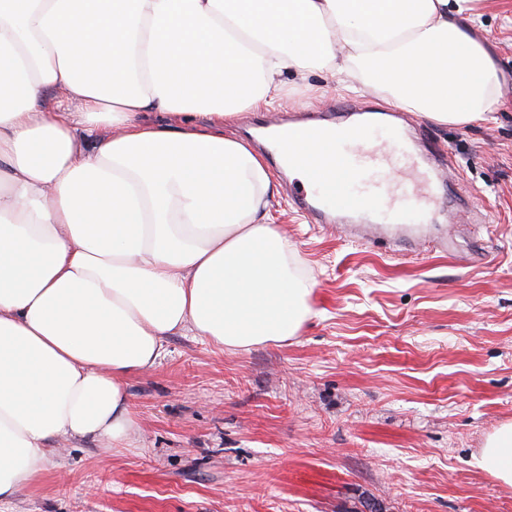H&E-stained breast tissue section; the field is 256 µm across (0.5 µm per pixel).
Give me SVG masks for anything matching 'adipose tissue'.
Instances as JSON below:
<instances>
[{"label": "adipose tissue", "mask_w": 512, "mask_h": 512, "mask_svg": "<svg viewBox=\"0 0 512 512\" xmlns=\"http://www.w3.org/2000/svg\"><path fill=\"white\" fill-rule=\"evenodd\" d=\"M472 0H0V502L57 441L116 445L127 376L188 330L296 336L314 282L268 221L278 184L224 131L315 72L432 121L501 100ZM478 466L512 487V424Z\"/></svg>", "instance_id": "1"}]
</instances>
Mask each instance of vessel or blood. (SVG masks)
<instances>
[{
    "label": "vessel or blood",
    "mask_w": 512,
    "mask_h": 512,
    "mask_svg": "<svg viewBox=\"0 0 512 512\" xmlns=\"http://www.w3.org/2000/svg\"><path fill=\"white\" fill-rule=\"evenodd\" d=\"M336 121L337 128L322 127L316 134L326 153L328 174L323 177L309 168L310 191L300 198L313 221L331 224L340 218L349 224L384 226L402 223L406 212L414 210L422 223H429L423 197L436 195L443 185L433 167L434 152H416L407 132L392 125L377 143L351 114L339 115ZM414 165L423 190L406 185L396 189L383 178L387 169Z\"/></svg>",
    "instance_id": "obj_1"
}]
</instances>
